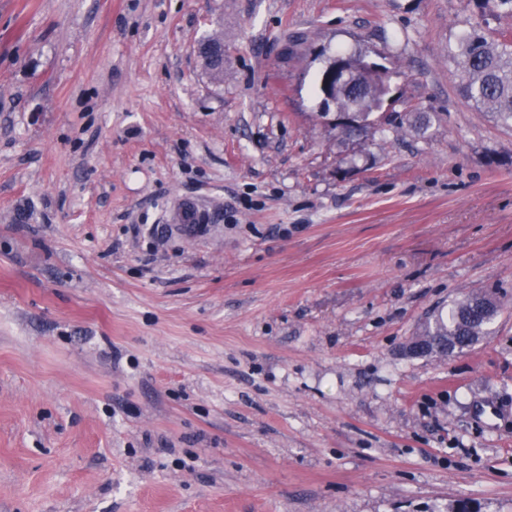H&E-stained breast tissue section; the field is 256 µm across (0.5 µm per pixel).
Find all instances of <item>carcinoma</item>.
I'll use <instances>...</instances> for the list:
<instances>
[{
	"label": "carcinoma",
	"mask_w": 512,
	"mask_h": 512,
	"mask_svg": "<svg viewBox=\"0 0 512 512\" xmlns=\"http://www.w3.org/2000/svg\"><path fill=\"white\" fill-rule=\"evenodd\" d=\"M471 2L482 15L489 11L512 17V0ZM450 57L460 70L464 99L512 127V33L487 32L481 25L471 23L458 34ZM340 59L344 61L345 73L336 75V110L347 122L336 123L338 133L348 138L378 128L383 120L391 123L385 115L378 114L391 89L389 69L362 51L342 55ZM489 298L491 294L478 292L456 303L448 310V317L435 319L425 337L446 338L456 348L470 347L498 313L496 306L489 311H477Z\"/></svg>",
	"instance_id": "1"
}]
</instances>
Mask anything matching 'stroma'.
<instances>
[{"mask_svg":"<svg viewBox=\"0 0 512 512\" xmlns=\"http://www.w3.org/2000/svg\"><path fill=\"white\" fill-rule=\"evenodd\" d=\"M476 19L0 0V512H512V128L448 60ZM358 51L396 122L346 139L313 86ZM481 291L486 336L407 351Z\"/></svg>","mask_w":512,"mask_h":512,"instance_id":"35a3bbf8","label":"stroma"}]
</instances>
